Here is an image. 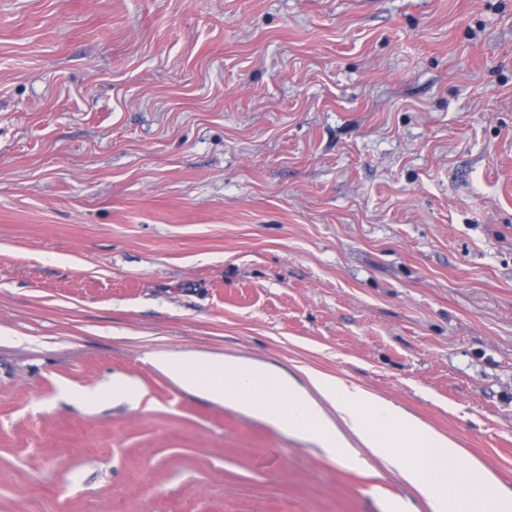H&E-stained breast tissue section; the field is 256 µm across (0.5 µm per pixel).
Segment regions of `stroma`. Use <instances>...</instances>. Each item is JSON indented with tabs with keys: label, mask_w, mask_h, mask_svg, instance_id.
I'll return each instance as SVG.
<instances>
[{
	"label": "stroma",
	"mask_w": 512,
	"mask_h": 512,
	"mask_svg": "<svg viewBox=\"0 0 512 512\" xmlns=\"http://www.w3.org/2000/svg\"><path fill=\"white\" fill-rule=\"evenodd\" d=\"M157 355L338 377L512 490V0H0V512H429ZM75 400L85 405H95L108 400L141 399V392L123 378H112V382L101 385L92 391L66 390Z\"/></svg>",
	"instance_id": "1"
}]
</instances>
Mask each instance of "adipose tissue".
Returning <instances> with one entry per match:
<instances>
[{
    "label": "adipose tissue",
    "mask_w": 512,
    "mask_h": 512,
    "mask_svg": "<svg viewBox=\"0 0 512 512\" xmlns=\"http://www.w3.org/2000/svg\"><path fill=\"white\" fill-rule=\"evenodd\" d=\"M156 364L183 387L315 439L334 459L355 467L377 459L411 484L431 512H512V490L485 464L467 457L448 436L359 386L313 374L305 388L291 376L253 363L192 355L162 357ZM330 408L335 418H328ZM340 423L360 440L361 449L351 448L338 433ZM462 473L470 485L466 494L456 490Z\"/></svg>",
    "instance_id": "ef3b65f1"
}]
</instances>
